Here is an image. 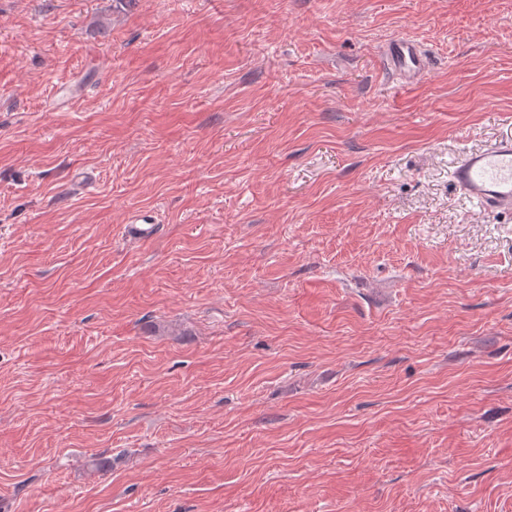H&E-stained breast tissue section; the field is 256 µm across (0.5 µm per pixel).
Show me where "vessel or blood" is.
Masks as SVG:
<instances>
[{
	"label": "vessel or blood",
	"mask_w": 512,
	"mask_h": 512,
	"mask_svg": "<svg viewBox=\"0 0 512 512\" xmlns=\"http://www.w3.org/2000/svg\"><path fill=\"white\" fill-rule=\"evenodd\" d=\"M386 64L402 83L411 84L429 69L424 53L408 38L398 37L383 50ZM450 180L487 214L512 213V136L466 152L450 171Z\"/></svg>",
	"instance_id": "1"
}]
</instances>
